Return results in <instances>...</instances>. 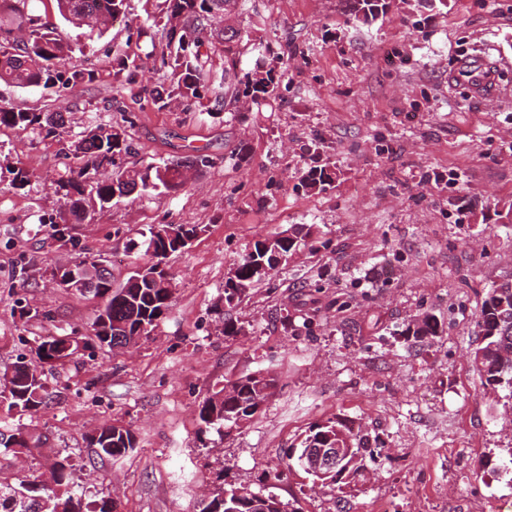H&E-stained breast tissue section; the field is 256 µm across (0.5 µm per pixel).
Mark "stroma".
Instances as JSON below:
<instances>
[{
	"label": "stroma",
	"instance_id": "1",
	"mask_svg": "<svg viewBox=\"0 0 512 512\" xmlns=\"http://www.w3.org/2000/svg\"><path fill=\"white\" fill-rule=\"evenodd\" d=\"M56 23L83 67L73 90L0 84V104L64 118L60 137L0 132V375L35 360L49 336L79 347L47 375L50 398L30 416L0 407V425L47 441L0 447V481L75 466L71 495L114 501L117 512H201L219 489L273 492L299 512H501L512 500V398L473 363L475 328L493 284L512 281V0H389L356 19L351 0H231L198 28L215 50L203 102L150 99L159 84L163 0H127L103 34L62 20L53 0H32ZM273 48L278 95L219 112L224 30ZM487 53L497 96L451 80L463 54ZM134 58L130 81L111 63ZM123 127L125 167L187 155L208 165L170 193L114 199L72 225L62 245L50 223L64 201L58 180L81 167L72 147L90 129ZM248 157L233 165L240 146ZM335 174L305 187L311 167ZM204 230L164 265L168 311L148 336L118 351L92 327L101 299L63 288L55 269L80 252L107 263L113 284L147 257L150 227ZM311 226L287 262L234 305L224 282L255 240ZM434 316L438 332L407 326ZM241 332L224 333L225 322ZM276 380L263 409L231 434L200 433L198 409L226 380ZM339 421L369 440L355 485L315 483L284 459L309 428ZM129 428L136 446L102 459L87 437Z\"/></svg>",
	"mask_w": 512,
	"mask_h": 512
}]
</instances>
